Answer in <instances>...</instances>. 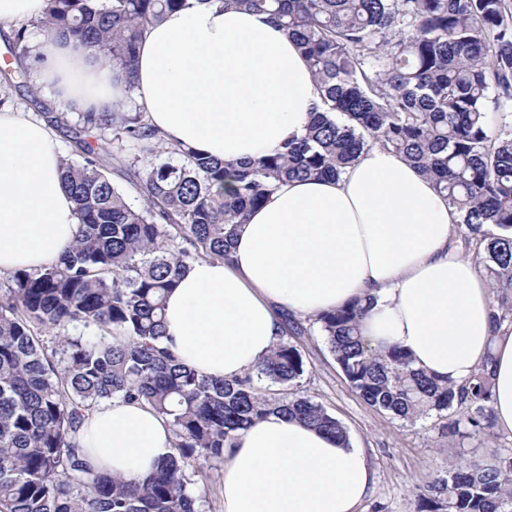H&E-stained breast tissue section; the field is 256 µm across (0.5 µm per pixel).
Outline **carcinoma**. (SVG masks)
Wrapping results in <instances>:
<instances>
[{
  "mask_svg": "<svg viewBox=\"0 0 512 512\" xmlns=\"http://www.w3.org/2000/svg\"><path fill=\"white\" fill-rule=\"evenodd\" d=\"M223 2L279 21L323 107L303 137L238 164L165 145L134 103L56 118L79 157L63 160L61 178L80 224L55 265L16 271L0 298V512H202L190 462L223 460L257 419L284 413L346 439L323 405L292 392L304 373L297 346L279 339L241 377L201 375L162 345L165 297L191 263L226 258L237 225L276 186L338 178L371 146L402 155L448 197L489 277L494 323L512 328V0ZM187 6L46 0L11 51L32 53L30 27L56 30L130 75L146 27ZM112 170L136 179L140 204ZM228 178L230 193L214 189ZM372 305L354 297L313 317L352 390L404 421L466 404V423L451 429L489 431L492 356L465 384L441 382L400 349L364 345ZM115 400L148 405L172 427V453L142 477L95 469L76 441L86 417ZM417 512H512V453L449 465Z\"/></svg>",
  "mask_w": 512,
  "mask_h": 512,
  "instance_id": "cac0c4a2",
  "label": "carcinoma"
}]
</instances>
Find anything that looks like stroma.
<instances>
[{"label":"stroma","instance_id":"stroma-1","mask_svg":"<svg viewBox=\"0 0 512 512\" xmlns=\"http://www.w3.org/2000/svg\"><path fill=\"white\" fill-rule=\"evenodd\" d=\"M305 373L300 391L322 403L363 448L375 471V482L357 512H417V500L449 458L469 462L512 451V434L458 437L435 425L391 418L362 400L350 387L323 336L311 331L295 337Z\"/></svg>","mask_w":512,"mask_h":512}]
</instances>
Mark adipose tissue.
<instances>
[{
  "instance_id": "obj_1",
  "label": "adipose tissue",
  "mask_w": 512,
  "mask_h": 512,
  "mask_svg": "<svg viewBox=\"0 0 512 512\" xmlns=\"http://www.w3.org/2000/svg\"><path fill=\"white\" fill-rule=\"evenodd\" d=\"M25 60L64 112L136 102L167 142L227 162L253 160L302 137L320 91L304 55L270 15L221 0L150 26L125 79L74 38L33 39ZM54 128L0 112V274L54 265L79 216L61 181ZM457 211L402 156L375 146L336 179L280 184L240 225L230 256L190 265L165 306L164 342L213 377L252 369L283 332L369 296L364 344L397 347L414 368L461 384L493 374L498 429L512 433V330L494 328L478 265L451 240ZM172 429L148 406L114 402L78 436L99 468L145 475L171 454ZM374 483L369 459L297 419L273 413L224 451V512H356Z\"/></svg>"
}]
</instances>
